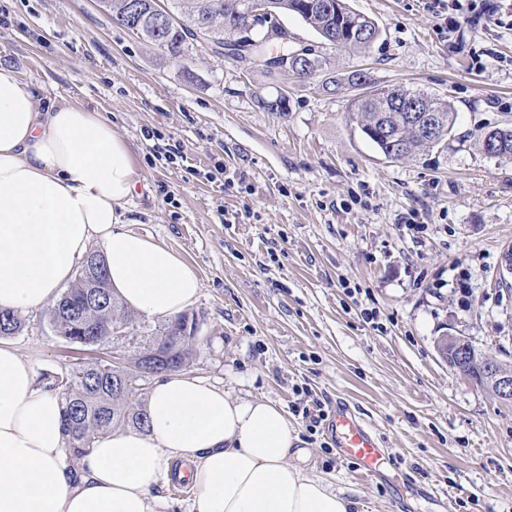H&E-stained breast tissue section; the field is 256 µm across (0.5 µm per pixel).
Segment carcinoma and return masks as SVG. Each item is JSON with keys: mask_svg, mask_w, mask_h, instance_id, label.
<instances>
[{"mask_svg": "<svg viewBox=\"0 0 512 512\" xmlns=\"http://www.w3.org/2000/svg\"><path fill=\"white\" fill-rule=\"evenodd\" d=\"M144 6L141 26L136 35L142 40L167 50L177 60L190 44L185 39L190 28L200 27L212 32L216 40L210 50L218 55L233 47L248 55H260L269 50L271 41L251 37L255 25L263 24L243 10L241 0H191L187 11L180 10L182 0H163L177 18L167 41L156 40L150 32V5L156 0H139ZM132 0H102L101 6L112 20L128 27L127 16ZM275 14H294L310 26L324 42L349 49H362L370 38L379 34L376 23L353 10L347 0H271ZM361 90L350 104V114L359 128L378 122L386 123L402 139L403 151L396 159L413 158L434 148L441 141H431L406 113L393 102L397 97L414 96L425 101L424 107L442 116L447 134H452L456 112L451 102L403 86H377L365 76L353 78ZM480 149L489 156L512 154V126L488 129L479 137ZM98 264L80 267L79 274L48 309L50 324L55 332L70 344L103 346L109 343L128 346L134 357L126 365L82 364L65 367L57 373L51 388L64 403L63 426L65 453L70 459H80L89 452L96 439L119 429L143 430L147 426L146 408L135 406L132 396L141 391V382L163 373L179 372L193 358L196 319L186 315L167 321L148 331L110 288L103 253L97 251ZM121 325L126 338L119 341L111 329ZM24 327L20 315L0 311V339L11 338ZM158 353L152 368H140L141 355Z\"/></svg>", "mask_w": 512, "mask_h": 512, "instance_id": "1", "label": "carcinoma"}]
</instances>
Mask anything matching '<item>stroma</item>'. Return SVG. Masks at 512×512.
Listing matches in <instances>:
<instances>
[{
  "label": "stroma",
  "mask_w": 512,
  "mask_h": 512,
  "mask_svg": "<svg viewBox=\"0 0 512 512\" xmlns=\"http://www.w3.org/2000/svg\"><path fill=\"white\" fill-rule=\"evenodd\" d=\"M348 3L379 28L365 49L281 16L290 47L326 60L308 78L200 43L173 63L98 0H0V62L40 101L104 113L130 144L131 231L202 284L187 375L282 408L306 466L357 512H512V403L474 389L436 349L451 332L512 361V287L500 282L512 155L477 144L512 123V12L452 33L433 0ZM355 73L452 102L444 146L385 159L351 119ZM280 95L287 113L259 107ZM24 320L10 342L44 382L130 355L63 341L43 307ZM339 398L374 428L387 480L358 475L326 426L309 433L296 410Z\"/></svg>",
  "instance_id": "obj_1"
}]
</instances>
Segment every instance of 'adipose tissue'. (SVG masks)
I'll list each match as a JSON object with an SVG mask.
<instances>
[{
    "mask_svg": "<svg viewBox=\"0 0 512 512\" xmlns=\"http://www.w3.org/2000/svg\"><path fill=\"white\" fill-rule=\"evenodd\" d=\"M137 183L132 150L103 114L62 100L40 104L0 63V310L24 313L57 297L92 249L130 310L171 319L194 305L195 269L127 229ZM146 432L116 430L72 464L59 395L0 342V512H167L155 490L182 460L195 512H352L322 476L290 462L278 406L231 398L174 373L146 405Z\"/></svg>",
    "mask_w": 512,
    "mask_h": 512,
    "instance_id": "adipose-tissue-1",
    "label": "adipose tissue"
}]
</instances>
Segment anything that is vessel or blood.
Returning <instances> with one entry per match:
<instances>
[{
  "label": "vessel or blood",
  "instance_id": "obj_1",
  "mask_svg": "<svg viewBox=\"0 0 512 512\" xmlns=\"http://www.w3.org/2000/svg\"><path fill=\"white\" fill-rule=\"evenodd\" d=\"M328 431L342 460L353 462L367 480L380 477L384 452L370 426L346 400L333 407Z\"/></svg>",
  "mask_w": 512,
  "mask_h": 512
}]
</instances>
